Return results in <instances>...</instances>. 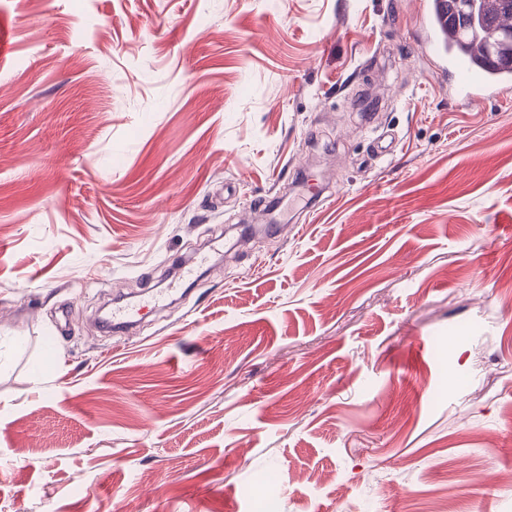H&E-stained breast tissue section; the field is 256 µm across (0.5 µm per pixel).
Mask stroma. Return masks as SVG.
Wrapping results in <instances>:
<instances>
[{"label":"stroma","instance_id":"35a3bbf8","mask_svg":"<svg viewBox=\"0 0 512 512\" xmlns=\"http://www.w3.org/2000/svg\"><path fill=\"white\" fill-rule=\"evenodd\" d=\"M0 18V512H512V89L420 0ZM460 26L448 19V2L445 0L421 1L422 12L428 16V27L421 46L424 53L434 55L441 63L442 70L448 73L452 93L462 102H478L492 98L502 88L512 86V71L506 65L485 58L477 41H464L466 38L482 39L481 48L486 56L508 59L512 64V43L508 53H499L495 48L500 35L512 24V0H491L493 7L487 6L490 0H451ZM473 15L479 23H472ZM503 18V22L499 21ZM454 24V25H453ZM507 32V33H511ZM465 44V45H461Z\"/></svg>","mask_w":512,"mask_h":512}]
</instances>
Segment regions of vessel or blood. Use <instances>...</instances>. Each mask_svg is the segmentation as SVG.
<instances>
[{"instance_id": "vessel-or-blood-1", "label": "vessel or blood", "mask_w": 512, "mask_h": 512, "mask_svg": "<svg viewBox=\"0 0 512 512\" xmlns=\"http://www.w3.org/2000/svg\"><path fill=\"white\" fill-rule=\"evenodd\" d=\"M428 27L421 46L438 58L451 81L455 99L478 102L492 98L512 86V68L486 59L477 42L463 41L448 18L446 0H423Z\"/></svg>"}]
</instances>
